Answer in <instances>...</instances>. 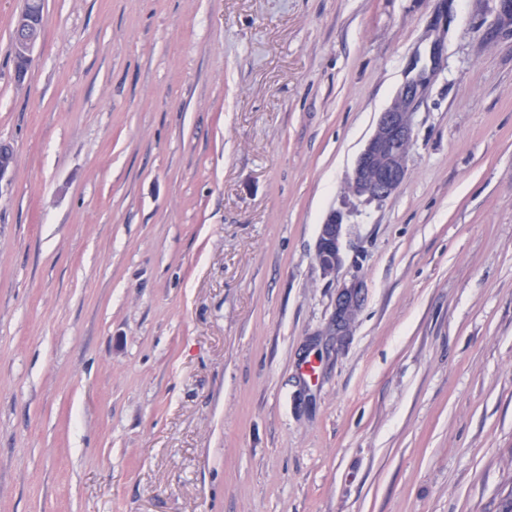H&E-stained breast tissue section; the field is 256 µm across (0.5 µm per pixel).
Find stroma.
I'll use <instances>...</instances> for the list:
<instances>
[{
    "mask_svg": "<svg viewBox=\"0 0 512 512\" xmlns=\"http://www.w3.org/2000/svg\"><path fill=\"white\" fill-rule=\"evenodd\" d=\"M20 6L0 0V512H500V0H44L21 81ZM435 46L404 183L353 196ZM44 26L45 18L38 23L34 20V17H26L20 14L15 22V36L14 31H12L13 51L31 61L42 37ZM343 226V215L336 210L330 211L320 226L316 260L326 275L336 272L341 263L339 240Z\"/></svg>",
    "mask_w": 512,
    "mask_h": 512,
    "instance_id": "stroma-1",
    "label": "stroma"
}]
</instances>
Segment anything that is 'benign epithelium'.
<instances>
[{"label":"benign epithelium","instance_id":"benign-epithelium-1","mask_svg":"<svg viewBox=\"0 0 512 512\" xmlns=\"http://www.w3.org/2000/svg\"><path fill=\"white\" fill-rule=\"evenodd\" d=\"M45 22L19 15L15 22L13 51L27 59L42 37ZM436 63L435 55L428 61L413 66L414 75L406 79L393 101L380 113L375 130L359 153L350 178L349 191L355 196L383 200L394 193L407 175V151L412 141V115L415 112L427 72ZM14 167L11 149L0 145V182L10 177ZM343 215L330 211L320 225L316 247V260L326 275L336 272L341 263L339 240Z\"/></svg>","mask_w":512,"mask_h":512}]
</instances>
